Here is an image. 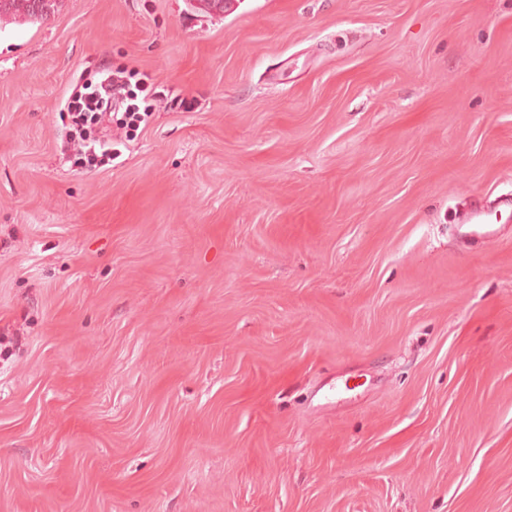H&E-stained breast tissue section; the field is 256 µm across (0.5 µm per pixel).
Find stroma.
Here are the masks:
<instances>
[{
  "instance_id": "1",
  "label": "stroma",
  "mask_w": 512,
  "mask_h": 512,
  "mask_svg": "<svg viewBox=\"0 0 512 512\" xmlns=\"http://www.w3.org/2000/svg\"><path fill=\"white\" fill-rule=\"evenodd\" d=\"M161 108L72 168L101 61ZM512 0L0 19V512H512Z\"/></svg>"
}]
</instances>
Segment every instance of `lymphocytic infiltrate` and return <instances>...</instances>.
Returning a JSON list of instances; mask_svg holds the SVG:
<instances>
[{
  "instance_id": "lymphocytic-infiltrate-1",
  "label": "lymphocytic infiltrate",
  "mask_w": 512,
  "mask_h": 512,
  "mask_svg": "<svg viewBox=\"0 0 512 512\" xmlns=\"http://www.w3.org/2000/svg\"><path fill=\"white\" fill-rule=\"evenodd\" d=\"M178 101L173 89L149 73L102 63L94 80L75 84L61 101L70 120L66 154L89 170L113 164L122 155L128 129L147 122L156 107Z\"/></svg>"
}]
</instances>
